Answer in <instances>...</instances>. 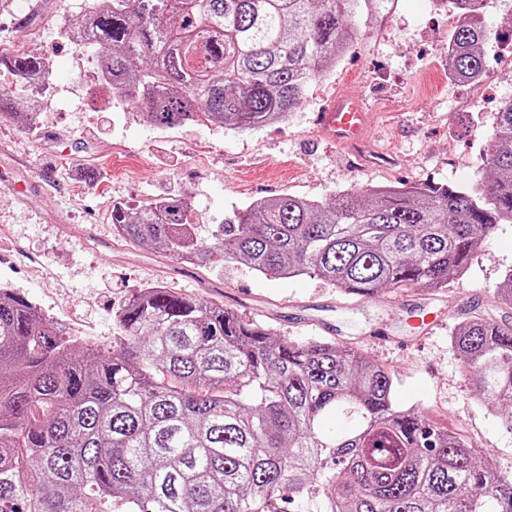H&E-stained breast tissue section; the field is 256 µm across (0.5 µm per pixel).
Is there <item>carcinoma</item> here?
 <instances>
[{"mask_svg":"<svg viewBox=\"0 0 512 512\" xmlns=\"http://www.w3.org/2000/svg\"><path fill=\"white\" fill-rule=\"evenodd\" d=\"M357 0H112L85 4L100 82L146 103L149 122L258 129L303 103L354 35ZM485 0H448L450 71L484 72ZM15 76L46 61L5 56ZM485 189L284 194L234 210L206 241L177 197L112 207L126 241L200 266L313 275L370 298L431 292L462 277L512 224V100L495 113ZM512 305V271L495 291ZM109 347L84 345L0 287V512H512V479L463 439L398 404L394 379L361 352L295 343L234 310L160 285L116 311ZM452 348L488 408L512 426V326L482 315Z\"/></svg>","mask_w":512,"mask_h":512,"instance_id":"obj_1","label":"carcinoma"}]
</instances>
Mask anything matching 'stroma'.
I'll return each instance as SVG.
<instances>
[{
  "label": "stroma",
  "instance_id": "obj_1",
  "mask_svg": "<svg viewBox=\"0 0 512 512\" xmlns=\"http://www.w3.org/2000/svg\"><path fill=\"white\" fill-rule=\"evenodd\" d=\"M82 13L83 0L0 6V49L40 56L53 68L49 88L38 89L0 66V90L9 92L16 111L34 116L27 129L16 111L0 113V173L30 186L23 204L0 192V285L101 347L116 331V309L153 284L233 309L298 343L327 336L300 326V319L328 321L333 340L394 376L401 403L512 477V427L478 402L465 362L449 343L456 320L422 339L408 323L421 299L431 298L432 312L450 316L465 292L471 309L512 325V306L494 298L512 270V224L490 232L469 272L447 290L431 297L411 286L364 298L308 275L269 278L239 263L183 264L117 237L110 217L119 202L177 195L205 240L228 213L260 198L292 194L324 202L351 188L484 182L481 158L493 115L512 100V0H485L488 79L474 87L449 76L456 18L439 0H358L356 38L325 65L303 104L284 121L246 131L192 121L161 128L145 118L144 106L114 99L86 76L93 65L87 49L62 34V21ZM337 95L363 100L373 115L364 167H351L347 150L329 145L312 123ZM379 328L409 337L408 346L373 341Z\"/></svg>",
  "mask_w": 512,
  "mask_h": 512
}]
</instances>
